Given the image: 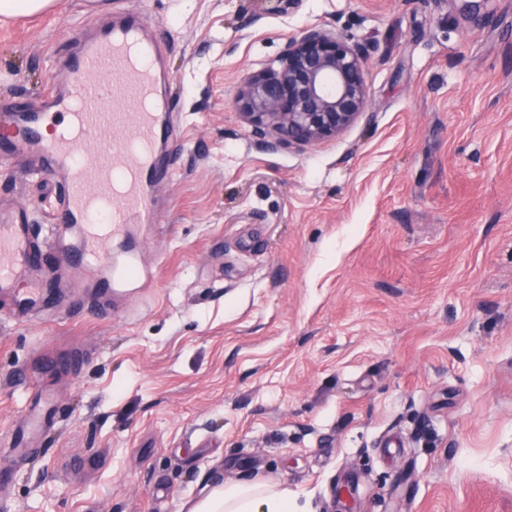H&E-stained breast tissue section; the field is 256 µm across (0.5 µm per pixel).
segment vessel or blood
Returning <instances> with one entry per match:
<instances>
[{"instance_id":"obj_1","label":"vessel or blood","mask_w":512,"mask_h":512,"mask_svg":"<svg viewBox=\"0 0 512 512\" xmlns=\"http://www.w3.org/2000/svg\"><path fill=\"white\" fill-rule=\"evenodd\" d=\"M76 43L40 106L0 116V162L13 167L23 153H35L41 171L60 185L48 202V234L24 209L0 222V289L22 277L30 283L22 320L36 309L38 289L54 287L76 266L104 270V287L129 285L141 256L113 260L112 237L128 225L154 223L151 188L175 173L156 148L173 132L176 95L160 90L159 45L137 9ZM47 251L57 254L49 266L39 262Z\"/></svg>"}]
</instances>
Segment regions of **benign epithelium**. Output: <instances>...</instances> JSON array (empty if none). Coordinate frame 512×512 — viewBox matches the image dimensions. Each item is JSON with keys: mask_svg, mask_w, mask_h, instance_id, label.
Returning a JSON list of instances; mask_svg holds the SVG:
<instances>
[{"mask_svg": "<svg viewBox=\"0 0 512 512\" xmlns=\"http://www.w3.org/2000/svg\"><path fill=\"white\" fill-rule=\"evenodd\" d=\"M363 55L314 25L291 38L267 69L246 74L236 104L252 131L279 146H305L351 126L367 104Z\"/></svg>", "mask_w": 512, "mask_h": 512, "instance_id": "1", "label": "benign epithelium"}]
</instances>
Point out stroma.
Returning a JSON list of instances; mask_svg holds the SVG:
<instances>
[{
    "label": "stroma",
    "mask_w": 512,
    "mask_h": 512,
    "mask_svg": "<svg viewBox=\"0 0 512 512\" xmlns=\"http://www.w3.org/2000/svg\"><path fill=\"white\" fill-rule=\"evenodd\" d=\"M128 0L0 20V105H35L74 32ZM179 98L146 309L14 322L0 295V512H187L260 480L311 512H512V0H138ZM362 53L336 137L282 147L234 102L306 27ZM52 177L0 178L39 216ZM34 373L24 393L16 378ZM56 425L6 453L27 397Z\"/></svg>",
    "instance_id": "1"
}]
</instances>
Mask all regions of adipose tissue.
<instances>
[{
    "label": "adipose tissue",
    "mask_w": 512,
    "mask_h": 512,
    "mask_svg": "<svg viewBox=\"0 0 512 512\" xmlns=\"http://www.w3.org/2000/svg\"><path fill=\"white\" fill-rule=\"evenodd\" d=\"M189 512H303L287 490L267 483L242 481L216 486Z\"/></svg>",
    "instance_id": "ef3b65f1"
}]
</instances>
